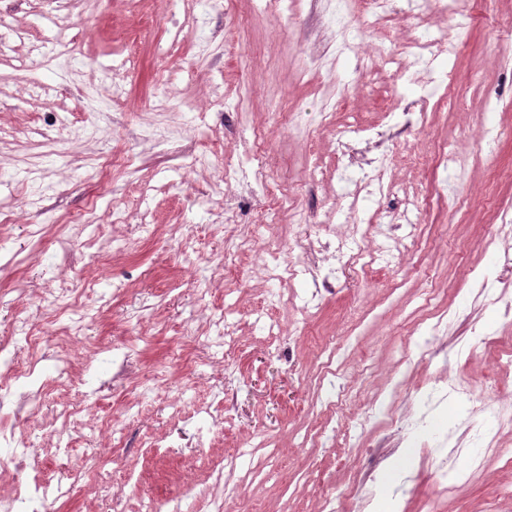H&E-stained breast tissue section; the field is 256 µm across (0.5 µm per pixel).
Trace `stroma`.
<instances>
[{
    "label": "stroma",
    "mask_w": 512,
    "mask_h": 512,
    "mask_svg": "<svg viewBox=\"0 0 512 512\" xmlns=\"http://www.w3.org/2000/svg\"><path fill=\"white\" fill-rule=\"evenodd\" d=\"M255 4L0 0V209L24 216L0 222V336L17 315L61 328L45 300L64 265L95 307L87 340L132 355L131 379L89 396L121 433L93 459L78 432L43 441L45 482L99 475L124 512L149 500L214 512L228 486L241 492L224 512H318L326 499L335 512H512V315L472 300L480 274L512 293L498 232L512 222V0H454L443 15L395 0L364 58L341 48L359 0H294L281 17ZM437 34L445 51L396 79L389 47ZM428 93L447 107L417 118ZM349 127L369 134L346 157L336 135ZM255 131L304 221L276 210L230 235L224 198L241 187L224 162L250 168ZM383 153L374 196L363 170ZM317 239L358 256L319 291L303 271L324 265L307 249ZM217 319L231 352L210 339ZM331 336L345 347L329 362ZM210 356L227 402L201 436L186 414L213 400ZM156 370L187 412L136 404L135 380ZM442 374L472 380L469 408L505 418L495 449L438 393ZM168 434L182 455L155 454ZM239 448L215 486L212 465Z\"/></svg>",
    "instance_id": "1"
}]
</instances>
